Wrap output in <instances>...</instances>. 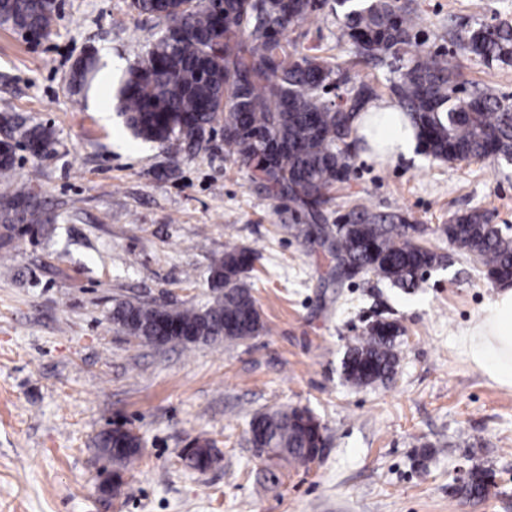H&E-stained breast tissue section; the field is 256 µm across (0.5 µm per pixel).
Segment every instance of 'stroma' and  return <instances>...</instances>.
Listing matches in <instances>:
<instances>
[{"label":"stroma","instance_id":"1","mask_svg":"<svg viewBox=\"0 0 512 512\" xmlns=\"http://www.w3.org/2000/svg\"><path fill=\"white\" fill-rule=\"evenodd\" d=\"M59 2L46 39L0 27V138L17 144L16 178L32 182L54 227L15 240L0 265V512H512V389L461 341L497 290L440 233L470 210L512 225V165L355 156L327 223L357 204L399 213L443 261L411 292L337 277L319 240L291 232L294 205L234 164L221 130L173 156L125 128L116 87L158 35L154 20L130 0ZM401 2L417 17L416 49L456 54L460 82L512 96V65L486 66L456 41L478 24H512V0ZM334 5L323 0L293 39L391 100L389 69L337 45ZM90 53L94 89L72 94L73 66ZM34 126L53 134L38 158L21 146ZM234 244L257 251L243 279L266 333L185 349L114 331L117 298L204 304L211 260ZM378 318L404 330L396 373L351 386L345 352ZM295 406L324 425L321 457L258 456L251 416ZM116 425L143 448L117 484L96 444ZM204 440L217 461L199 472L183 455ZM476 465L492 472L487 495L456 494Z\"/></svg>","mask_w":512,"mask_h":512}]
</instances>
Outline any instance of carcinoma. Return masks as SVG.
I'll return each instance as SVG.
<instances>
[{
    "label": "carcinoma",
    "mask_w": 512,
    "mask_h": 512,
    "mask_svg": "<svg viewBox=\"0 0 512 512\" xmlns=\"http://www.w3.org/2000/svg\"><path fill=\"white\" fill-rule=\"evenodd\" d=\"M130 7L163 24L158 37L128 70L118 89L120 115L133 134L169 153L200 148L213 124L224 121V142L235 161L267 195L286 199L311 220L293 224L296 235L312 233L330 240L329 253L347 266L388 280L408 291L419 287L440 257L423 239L408 232L399 215H377L357 204L341 224H319L331 191L349 180L347 139L352 120L374 95L367 84L351 83L346 71L318 56L302 53L285 36L305 23L316 0H131ZM337 41L350 44L365 61L399 62L391 91L420 128L424 150L439 162L512 161V98L490 84L468 91L458 82L457 65L447 53L412 50L414 14L398 0H336ZM56 15L43 0H0V25L24 28L40 39L51 34ZM459 47L487 66L512 63V24H478L458 35ZM97 58L76 62L71 90L88 88ZM345 96L342 105L330 92ZM34 156L48 152L51 133L36 126L24 133ZM15 148L0 151V181L13 180ZM40 201L22 186L0 196V249L44 230ZM441 234L457 253L468 257L490 284H512V237L491 223L490 214H455ZM256 252L232 245L209 267L211 299L203 306L171 307L155 301L117 300L111 320L128 336H162L189 349L198 344L236 342L258 336L265 324L243 274ZM395 321L378 319L348 346L345 380L366 387L392 377L398 364ZM325 427L305 408L254 415L249 422L254 448H279L282 459L305 464L324 445ZM138 437L115 427L97 444L112 463L126 468L134 453L117 456L114 448H133ZM188 466L205 471L216 461L211 445L194 443ZM490 473L475 468L461 491L480 496Z\"/></svg>",
    "instance_id": "1"
}]
</instances>
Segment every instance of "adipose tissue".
I'll return each mask as SVG.
<instances>
[{
  "label": "adipose tissue",
  "instance_id": "ef3b65f1",
  "mask_svg": "<svg viewBox=\"0 0 512 512\" xmlns=\"http://www.w3.org/2000/svg\"><path fill=\"white\" fill-rule=\"evenodd\" d=\"M353 126L368 154L395 162L416 158L422 144L406 113L389 101L368 103ZM473 362L497 385L512 387V287L505 285L463 337Z\"/></svg>",
  "mask_w": 512,
  "mask_h": 512
}]
</instances>
